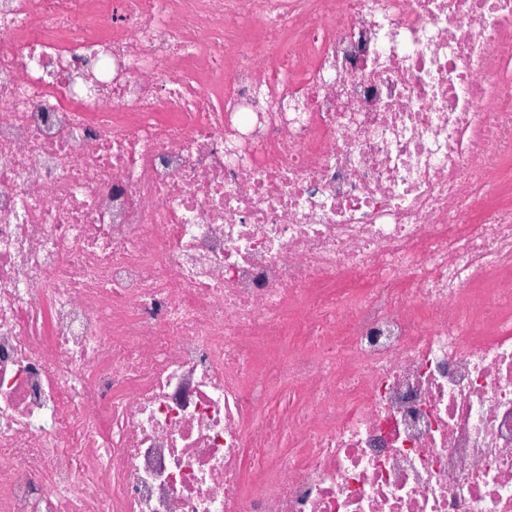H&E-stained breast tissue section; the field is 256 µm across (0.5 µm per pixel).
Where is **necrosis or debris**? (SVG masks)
<instances>
[{
	"mask_svg": "<svg viewBox=\"0 0 512 512\" xmlns=\"http://www.w3.org/2000/svg\"><path fill=\"white\" fill-rule=\"evenodd\" d=\"M512 0H0V512H512Z\"/></svg>",
	"mask_w": 512,
	"mask_h": 512,
	"instance_id": "1",
	"label": "necrosis or debris"
}]
</instances>
